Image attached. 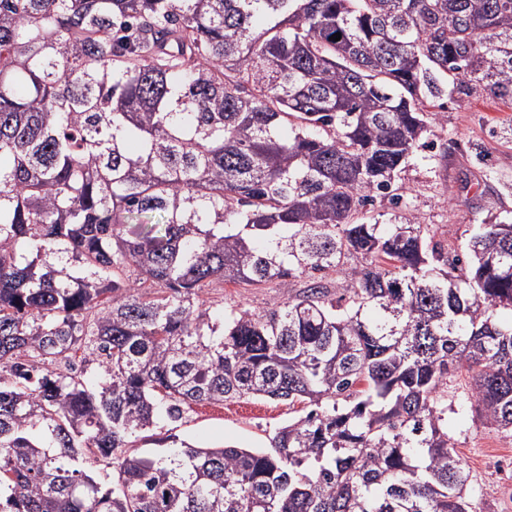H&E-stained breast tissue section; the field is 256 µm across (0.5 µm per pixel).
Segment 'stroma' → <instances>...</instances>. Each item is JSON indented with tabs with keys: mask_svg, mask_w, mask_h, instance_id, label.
I'll use <instances>...</instances> for the list:
<instances>
[{
	"mask_svg": "<svg viewBox=\"0 0 512 512\" xmlns=\"http://www.w3.org/2000/svg\"><path fill=\"white\" fill-rule=\"evenodd\" d=\"M433 109L439 114L429 134L433 148L415 151L397 178L407 192L401 214L429 225L437 240L456 248L464 244L468 225L490 214L512 213V192L501 187L512 183V144L502 139L512 128V102L481 92L462 103L435 102ZM200 297L217 315L239 305L259 312L286 302L288 287L213 282ZM300 414V407L272 400L195 405L181 422H160L138 447L159 452L172 434L196 447L265 448L275 428ZM448 433L472 475L470 512H512V433L484 427L464 372L451 380Z\"/></svg>",
	"mask_w": 512,
	"mask_h": 512,
	"instance_id": "35a3bbf8",
	"label": "stroma"
}]
</instances>
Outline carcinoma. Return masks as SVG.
<instances>
[{"mask_svg":"<svg viewBox=\"0 0 512 512\" xmlns=\"http://www.w3.org/2000/svg\"><path fill=\"white\" fill-rule=\"evenodd\" d=\"M480 90L512 0H0V512H469L448 375L512 432V220L362 215ZM214 280L288 301L216 320ZM244 398L307 412L134 450ZM302 405L289 406L287 402L243 399L224 405H193L184 415L183 422L171 424L162 421L143 435L137 442V452L156 453L172 445L176 435L177 445L185 441L195 447H218L224 444L239 448H264L270 450L269 435L275 428L303 414ZM169 430V431H167ZM163 439V440H159Z\"/></svg>","mask_w":512,"mask_h":512,"instance_id":"obj_1","label":"carcinoma"}]
</instances>
